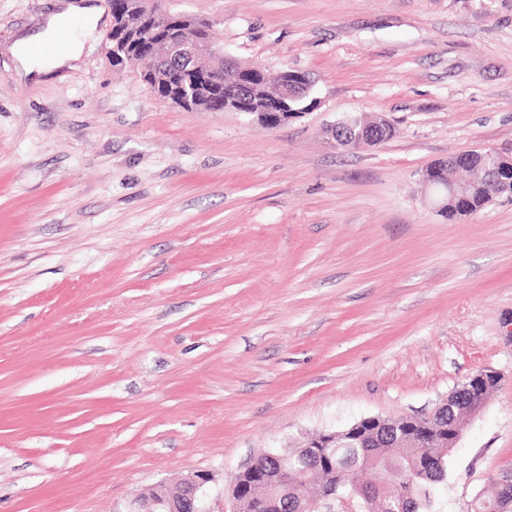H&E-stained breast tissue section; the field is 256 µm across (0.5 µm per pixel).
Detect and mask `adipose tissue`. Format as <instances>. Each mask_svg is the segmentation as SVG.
I'll list each match as a JSON object with an SVG mask.
<instances>
[{
  "label": "adipose tissue",
  "instance_id": "1",
  "mask_svg": "<svg viewBox=\"0 0 512 512\" xmlns=\"http://www.w3.org/2000/svg\"><path fill=\"white\" fill-rule=\"evenodd\" d=\"M102 20V14L93 0H60L45 26L31 33L20 34L5 52L12 58L18 80L51 74L54 70L73 66L78 62L86 39L93 35ZM78 22L79 30L71 32L66 49L44 56L40 47L53 42L63 23Z\"/></svg>",
  "mask_w": 512,
  "mask_h": 512
}]
</instances>
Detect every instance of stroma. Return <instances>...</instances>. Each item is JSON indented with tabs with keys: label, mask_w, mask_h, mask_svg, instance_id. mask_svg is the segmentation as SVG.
<instances>
[{
	"label": "stroma",
	"mask_w": 512,
	"mask_h": 512,
	"mask_svg": "<svg viewBox=\"0 0 512 512\" xmlns=\"http://www.w3.org/2000/svg\"><path fill=\"white\" fill-rule=\"evenodd\" d=\"M236 62L309 75L275 128L112 64L19 83L0 53V512H124L270 449L501 381L433 512L512 479V201L448 220L421 175L512 154V0H169ZM54 0H0V49ZM384 115L393 137L325 129ZM389 127L392 128L391 124L382 115H375L373 118L360 115L345 118L327 130L335 147L357 149L381 144Z\"/></svg>",
	"instance_id": "obj_1"
}]
</instances>
